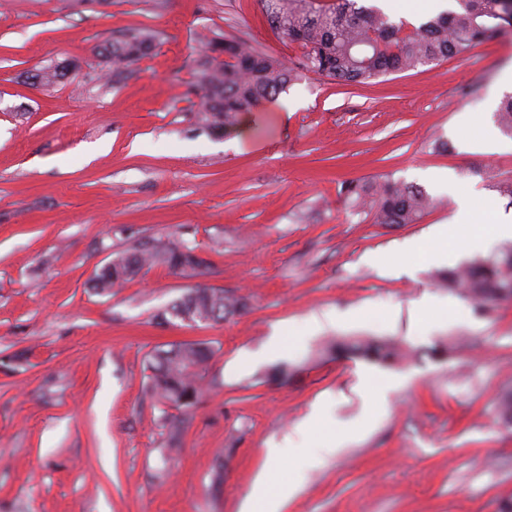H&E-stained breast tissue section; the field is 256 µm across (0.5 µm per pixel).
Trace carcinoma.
Segmentation results:
<instances>
[{
	"instance_id": "1",
	"label": "carcinoma",
	"mask_w": 512,
	"mask_h": 512,
	"mask_svg": "<svg viewBox=\"0 0 512 512\" xmlns=\"http://www.w3.org/2000/svg\"><path fill=\"white\" fill-rule=\"evenodd\" d=\"M458 8L408 28L395 24L362 0H262L270 28L299 44L300 58L288 65L241 38L215 35L206 51L193 60L196 81L191 86L200 100L198 125L211 131L234 129L241 113L284 91L297 79L314 75L338 84H364L393 73L414 71L441 60L464 58L479 44L512 29V0H457ZM154 35L131 29L104 47L116 77L149 55ZM503 130L512 134V96L498 109ZM343 190L354 208L370 213L376 224H415L434 205L413 185L385 180L375 187L349 182ZM162 265L175 274H202L211 263L197 248L179 237L148 239L116 255L94 281L100 293H110L133 279L143 268ZM444 285L478 303L501 299L500 290L512 289V247L462 268L448 271ZM184 307L192 315L221 322L243 303L220 288H193L176 300L161 319ZM328 351L352 354L382 366L399 363L400 344L353 340L330 343ZM214 356L205 342L172 343L148 359L146 392L161 407V421L170 432L172 452L178 447L181 415L196 404L201 382Z\"/></svg>"
}]
</instances>
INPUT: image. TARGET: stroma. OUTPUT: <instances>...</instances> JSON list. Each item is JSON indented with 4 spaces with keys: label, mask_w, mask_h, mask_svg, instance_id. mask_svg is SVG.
Wrapping results in <instances>:
<instances>
[{
    "label": "stroma",
    "mask_w": 512,
    "mask_h": 512,
    "mask_svg": "<svg viewBox=\"0 0 512 512\" xmlns=\"http://www.w3.org/2000/svg\"><path fill=\"white\" fill-rule=\"evenodd\" d=\"M131 28L157 39L116 78L102 48ZM217 34L301 54L261 0H0V512H240L269 470L301 486L284 512H498L512 496V426L496 414L512 392V302L473 306L440 277L507 242L455 243L444 266L398 249L452 223L466 191L485 221L512 224L497 117L512 35L369 85L307 76L224 134L198 128L190 91ZM62 62L64 78L38 83ZM483 126L499 147L473 145ZM386 178L437 207L415 224L351 208L345 183ZM172 235L212 272L156 266L93 290L116 253ZM199 284L246 306L221 323L159 320ZM323 312L336 323L314 331ZM351 338L411 356L327 353ZM181 341L216 354L171 454L145 366ZM283 365L298 376L272 380ZM369 377L396 385L377 401ZM316 404L321 433L271 464Z\"/></svg>",
    "instance_id": "35a3bbf8"
}]
</instances>
